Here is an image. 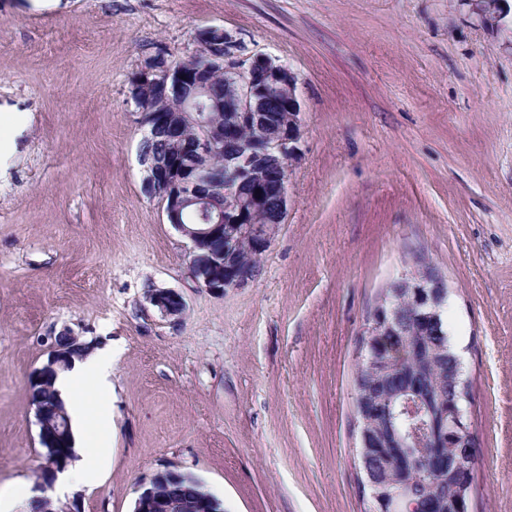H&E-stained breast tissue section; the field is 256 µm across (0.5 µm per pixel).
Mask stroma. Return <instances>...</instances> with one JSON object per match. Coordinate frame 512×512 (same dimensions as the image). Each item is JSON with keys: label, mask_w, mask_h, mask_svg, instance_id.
<instances>
[{"label": "stroma", "mask_w": 512, "mask_h": 512, "mask_svg": "<svg viewBox=\"0 0 512 512\" xmlns=\"http://www.w3.org/2000/svg\"><path fill=\"white\" fill-rule=\"evenodd\" d=\"M218 26L298 77L299 156L258 275L217 294L141 190L129 78ZM0 493L35 487L30 382L68 329L112 354V448L48 489L133 512L188 474L226 512H364L358 339L424 250L471 382L470 512H512V23L474 0H0ZM179 291V322L140 308Z\"/></svg>", "instance_id": "stroma-1"}]
</instances>
